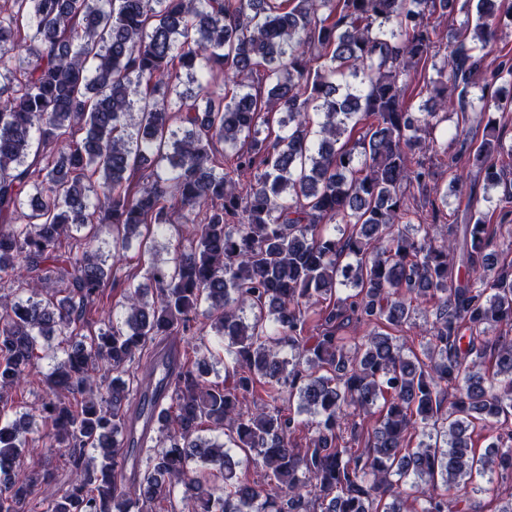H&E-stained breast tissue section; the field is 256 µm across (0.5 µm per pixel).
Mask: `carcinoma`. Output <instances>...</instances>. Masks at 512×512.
Here are the masks:
<instances>
[{"mask_svg":"<svg viewBox=\"0 0 512 512\" xmlns=\"http://www.w3.org/2000/svg\"><path fill=\"white\" fill-rule=\"evenodd\" d=\"M5 3L0 512H163L178 490L192 512H481L479 493L512 512V337L488 335L512 330V261L483 217L441 224L403 194L439 192L430 130L512 104L477 78L512 0ZM438 11L467 20L439 59ZM504 156L489 119L469 160L512 204ZM174 224L188 245L105 305L132 238L144 256ZM202 306L223 355L193 344ZM418 315L420 355L386 332ZM178 335L197 357L171 366L156 340ZM33 385L39 407L8 406ZM43 449L68 489L25 469ZM429 98V91L424 84L423 72L420 69L411 71L408 78V85L405 93V103L413 109H417L419 105ZM48 458V462H45L44 457L27 455L25 458L27 470L33 469L34 467L40 468L41 465H44V462L49 463L46 465H48L47 467L53 472V486L58 490H65L71 478V470L67 463V458L61 456L60 453H56Z\"/></svg>","mask_w":512,"mask_h":512,"instance_id":"carcinoma-1","label":"carcinoma"}]
</instances>
